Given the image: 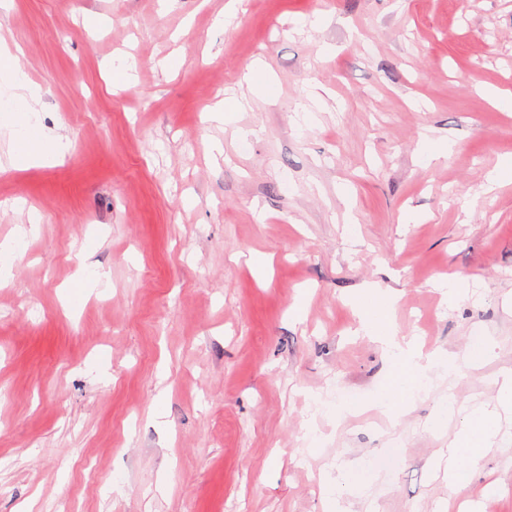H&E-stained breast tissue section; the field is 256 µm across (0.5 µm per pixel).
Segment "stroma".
Wrapping results in <instances>:
<instances>
[{"label":"stroma","mask_w":512,"mask_h":512,"mask_svg":"<svg viewBox=\"0 0 512 512\" xmlns=\"http://www.w3.org/2000/svg\"><path fill=\"white\" fill-rule=\"evenodd\" d=\"M0 36L70 138L0 172V241L40 218L0 288V512H334L322 484L356 458L351 512H512V413L465 496L443 463L512 371V176L487 182L512 108L486 96L512 90V0H14ZM130 55L132 88L105 67ZM371 285L424 350L493 355L385 422ZM273 75L270 67L264 61L259 60L246 74L245 82L249 87L261 91L266 95L267 90L272 89Z\"/></svg>","instance_id":"1"}]
</instances>
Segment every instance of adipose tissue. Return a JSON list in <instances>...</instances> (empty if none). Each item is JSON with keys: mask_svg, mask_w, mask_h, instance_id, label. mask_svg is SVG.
Instances as JSON below:
<instances>
[{"mask_svg": "<svg viewBox=\"0 0 512 512\" xmlns=\"http://www.w3.org/2000/svg\"><path fill=\"white\" fill-rule=\"evenodd\" d=\"M13 48L0 39V80L8 96L0 110L7 112L5 127L9 132L7 167L23 171L37 164L62 159L69 142L62 134L49 135L35 123L39 96L32 81L14 63ZM361 331L378 337L394 365L377 406L390 416H398V406L415 402L431 375L454 372L459 363L481 364L493 352L495 342L485 339L478 347L467 349L463 355L447 354L441 350H423L414 339L403 336H379L375 322L365 307H358ZM498 422L494 411L482 408L467 414L448 446V488L452 492L467 489L472 481L471 470L487 454L497 436Z\"/></svg>", "mask_w": 512, "mask_h": 512, "instance_id": "1", "label": "adipose tissue"}]
</instances>
